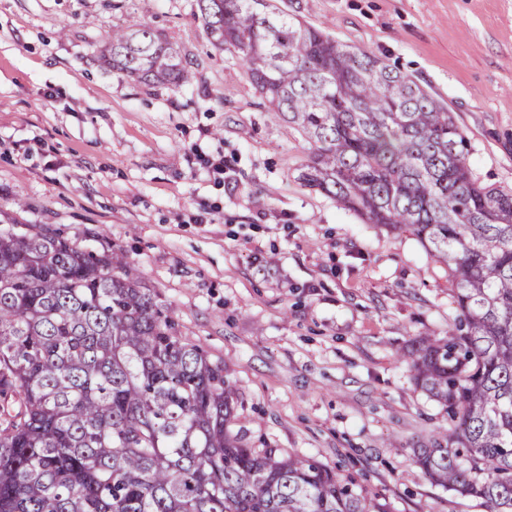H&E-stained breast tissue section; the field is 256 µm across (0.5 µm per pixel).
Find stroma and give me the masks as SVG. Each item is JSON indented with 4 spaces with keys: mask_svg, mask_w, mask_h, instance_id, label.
<instances>
[{
    "mask_svg": "<svg viewBox=\"0 0 512 512\" xmlns=\"http://www.w3.org/2000/svg\"><path fill=\"white\" fill-rule=\"evenodd\" d=\"M382 58L452 112L482 184L512 190V0H278ZM150 26L195 79L99 62ZM311 146L276 118L195 0H0V211L119 247L177 332L223 362L253 448L357 475L389 512H482L409 462L445 423L399 354L455 316L448 266L297 178ZM205 223H197V216Z\"/></svg>",
    "mask_w": 512,
    "mask_h": 512,
    "instance_id": "1",
    "label": "stroma"
}]
</instances>
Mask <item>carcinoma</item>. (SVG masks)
<instances>
[{
    "mask_svg": "<svg viewBox=\"0 0 512 512\" xmlns=\"http://www.w3.org/2000/svg\"><path fill=\"white\" fill-rule=\"evenodd\" d=\"M273 2L196 6L311 145L298 179L448 264V335L402 353L448 425L410 461L482 512H512V192L473 179L463 132L421 86ZM100 59L146 85L192 79L147 25L107 35ZM237 403L121 249L0 231V512H387L351 474L247 447Z\"/></svg>",
    "mask_w": 512,
    "mask_h": 512,
    "instance_id": "carcinoma-1",
    "label": "carcinoma"
}]
</instances>
